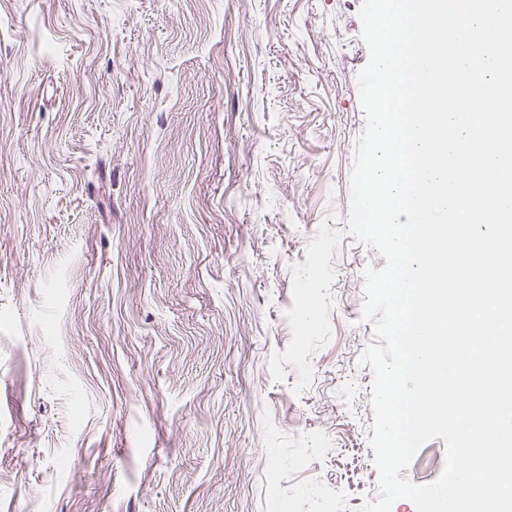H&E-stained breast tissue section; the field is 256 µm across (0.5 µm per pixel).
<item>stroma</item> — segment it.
<instances>
[{
    "instance_id": "stroma-1",
    "label": "stroma",
    "mask_w": 512,
    "mask_h": 512,
    "mask_svg": "<svg viewBox=\"0 0 512 512\" xmlns=\"http://www.w3.org/2000/svg\"><path fill=\"white\" fill-rule=\"evenodd\" d=\"M362 2L0 0V512L376 499Z\"/></svg>"
}]
</instances>
